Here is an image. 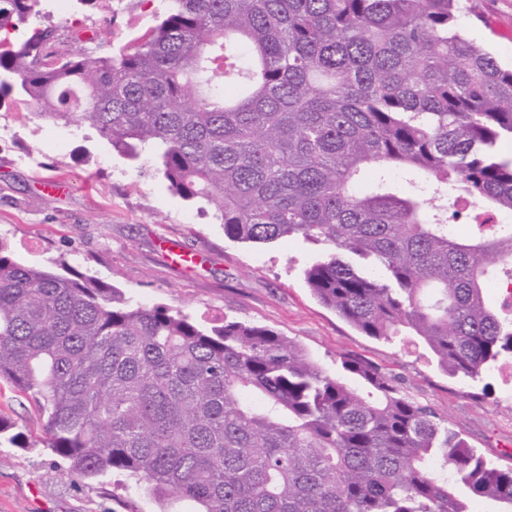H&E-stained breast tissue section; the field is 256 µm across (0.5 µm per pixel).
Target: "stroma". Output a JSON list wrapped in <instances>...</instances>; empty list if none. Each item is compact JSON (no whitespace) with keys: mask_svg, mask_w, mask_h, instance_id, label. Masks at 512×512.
I'll use <instances>...</instances> for the list:
<instances>
[{"mask_svg":"<svg viewBox=\"0 0 512 512\" xmlns=\"http://www.w3.org/2000/svg\"><path fill=\"white\" fill-rule=\"evenodd\" d=\"M472 41L503 67L512 66V0H470ZM166 0H112L111 8L80 0H41L30 24L53 29L59 49L94 38L100 51L127 45L163 15ZM0 238L21 263L66 268L112 284L144 306H164L202 327L224 318L268 327L310 353L329 373L353 355L391 378L408 400L434 409L487 460L512 454V378L497 368L471 379L448 375L419 339L366 336L322 305L305 271L323 256L298 238L271 244L237 242L212 213L172 193L152 166L130 165L86 126L43 118L27 105L0 102ZM61 179L49 196L42 182ZM0 414L25 434V448L0 446V512H155L129 491L124 474L70 477L44 448L35 402L0 383Z\"/></svg>","mask_w":512,"mask_h":512,"instance_id":"stroma-1","label":"stroma"}]
</instances>
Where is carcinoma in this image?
Masks as SVG:
<instances>
[{"label": "carcinoma", "instance_id": "obj_1", "mask_svg": "<svg viewBox=\"0 0 512 512\" xmlns=\"http://www.w3.org/2000/svg\"><path fill=\"white\" fill-rule=\"evenodd\" d=\"M35 0H0V32ZM468 0H167L131 45L0 37V100L95 129L212 211L224 236H301L314 296L361 333L420 338L451 375L512 356L488 300L512 224L469 237L448 201L512 213V68L461 34ZM374 178L356 189L360 173ZM328 374L272 329H209L0 241V380L78 477L121 471L160 512H512L490 462L362 359ZM27 447L0 417V443Z\"/></svg>", "mask_w": 512, "mask_h": 512}]
</instances>
